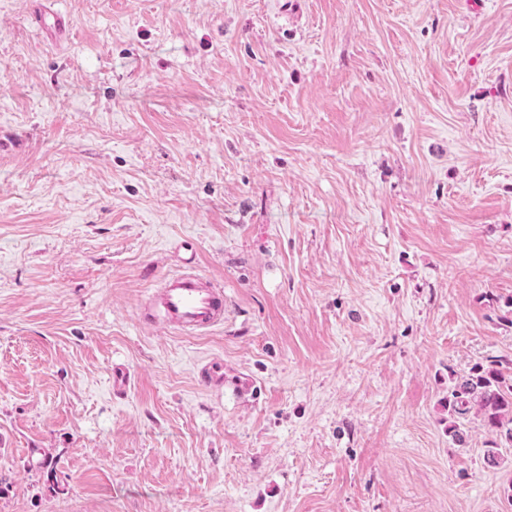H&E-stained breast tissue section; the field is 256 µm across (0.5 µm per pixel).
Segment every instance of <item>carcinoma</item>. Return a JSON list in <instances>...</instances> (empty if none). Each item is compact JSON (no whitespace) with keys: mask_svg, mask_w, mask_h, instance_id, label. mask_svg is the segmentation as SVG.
Returning <instances> with one entry per match:
<instances>
[{"mask_svg":"<svg viewBox=\"0 0 512 512\" xmlns=\"http://www.w3.org/2000/svg\"><path fill=\"white\" fill-rule=\"evenodd\" d=\"M448 436L464 443L461 425L471 410H477L484 425L496 432L499 441L486 450L485 462L497 467L500 449L512 447V375L498 368V361L476 365L448 390Z\"/></svg>","mask_w":512,"mask_h":512,"instance_id":"obj_1","label":"carcinoma"}]
</instances>
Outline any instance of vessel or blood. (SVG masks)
I'll return each mask as SVG.
<instances>
[{
  "label": "vessel or blood",
  "instance_id": "obj_1",
  "mask_svg": "<svg viewBox=\"0 0 512 512\" xmlns=\"http://www.w3.org/2000/svg\"><path fill=\"white\" fill-rule=\"evenodd\" d=\"M156 302L166 321L186 331L208 329L224 320V291L193 273L169 276Z\"/></svg>",
  "mask_w": 512,
  "mask_h": 512
}]
</instances>
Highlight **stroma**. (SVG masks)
Returning a JSON list of instances; mask_svg holds the SVG:
<instances>
[{"label": "stroma", "mask_w": 512, "mask_h": 512, "mask_svg": "<svg viewBox=\"0 0 512 512\" xmlns=\"http://www.w3.org/2000/svg\"><path fill=\"white\" fill-rule=\"evenodd\" d=\"M1 84L0 512H512L445 406L512 374V0H0ZM156 302L166 321L182 330H202L224 321V290L193 273L169 276Z\"/></svg>", "instance_id": "1"}]
</instances>
